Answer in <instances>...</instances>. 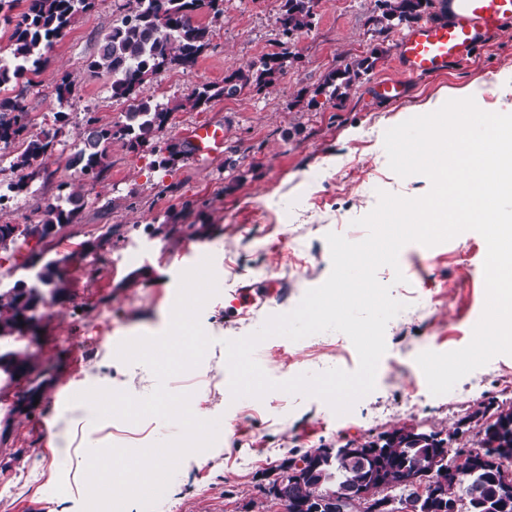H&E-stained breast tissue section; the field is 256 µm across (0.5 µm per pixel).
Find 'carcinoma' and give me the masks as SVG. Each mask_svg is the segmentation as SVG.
<instances>
[{
    "mask_svg": "<svg viewBox=\"0 0 512 512\" xmlns=\"http://www.w3.org/2000/svg\"><path fill=\"white\" fill-rule=\"evenodd\" d=\"M316 0H285L279 17L280 28L286 37L310 27L314 13L312 4ZM95 0H27L24 11L9 19L13 23L8 45L0 52L9 62L0 64V89L16 85L28 74H36L47 61V53L75 17L92 9ZM431 0H375L377 14L370 17L374 32L387 40L391 35L411 28L428 16ZM223 14V0H136L130 11L105 35L96 56L87 61L86 67L95 73L104 71L112 75V97L130 102V111L125 120L101 125L93 118L84 120L82 135L90 147L67 159L68 168H77L84 180L97 181L110 166L108 149L115 140L123 142L129 149L137 150L149 146L157 155V165L162 169L175 166L177 153L170 147H161L154 142L155 132L173 119L176 112L186 104L197 108L211 100L233 97L244 89L253 87L262 90L274 83L295 53L285 46L281 51L268 55L259 68L252 66L238 69L224 77V85H205L196 90L187 102L177 101L166 106L155 103L146 94V77L172 66H192L210 44L212 29L196 20L200 15L214 18ZM381 49L375 47L370 54L356 57L330 72L323 86L329 89L330 98H340L362 76L374 67ZM58 127L52 131H32V120L22 93L0 96V144H19L23 150L16 157L15 167L23 175L0 191V203L28 191L30 182L39 174L42 160L53 150L59 133L68 125L64 112L55 115ZM81 186L63 181L58 185L56 202L47 204L41 211L39 223L24 227L12 234L10 225L0 224V247L17 241L28 244L36 237L42 241L65 224L75 221L81 211ZM27 265H39L34 280L17 279L0 284V338L22 335V321L26 312L44 301V290L61 298L68 292L69 283L64 271L51 261L41 262V254L31 253ZM14 373L9 381L27 377L35 372L37 355L27 351H13ZM37 373V372H35ZM49 380L43 373L31 380V386L18 399L15 410L22 413L32 406V397L41 393ZM495 419L483 429L476 447L465 452L464 461L457 466L460 474L455 494L460 501L461 512H512V490L504 486L501 471L509 469L508 462L477 464L492 436L512 448V407L496 409ZM453 451L450 441L444 438L436 443H407L388 448L383 455L385 473L397 488L399 499H408L417 494L414 487L403 483L408 475L440 472L450 467L448 456ZM372 470V462L351 457L339 447L330 455L323 456L317 465L312 483L294 487L289 495L304 498L316 493L318 488L352 491Z\"/></svg>",
    "mask_w": 512,
    "mask_h": 512,
    "instance_id": "cac0c4a2",
    "label": "carcinoma"
}]
</instances>
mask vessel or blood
I'll list each match as a JSON object with an SVG mask.
<instances>
[{
	"label": "vessel or blood",
	"instance_id": "vessel-or-blood-1",
	"mask_svg": "<svg viewBox=\"0 0 512 512\" xmlns=\"http://www.w3.org/2000/svg\"><path fill=\"white\" fill-rule=\"evenodd\" d=\"M438 12V19L424 21L400 38L395 61L403 76L377 82V96L403 100L408 93L407 77L436 76L450 65L471 60L478 48L512 23V0H439ZM186 147L197 160L222 153L223 126H193L186 135Z\"/></svg>",
	"mask_w": 512,
	"mask_h": 512
}]
</instances>
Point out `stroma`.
Returning <instances> with one entry per match:
<instances>
[{"label": "stroma", "instance_id": "1", "mask_svg": "<svg viewBox=\"0 0 512 512\" xmlns=\"http://www.w3.org/2000/svg\"><path fill=\"white\" fill-rule=\"evenodd\" d=\"M134 5L95 0L33 75L26 104L36 127L51 126L58 112L68 113L70 123L28 193L0 210V224L37 223L59 182L74 180L66 160L86 113L104 124L123 120L128 103L113 98L111 74L89 72L86 61ZM281 8L282 0H224L223 15L211 24V44L197 63L153 74L148 94L161 105L186 101L202 85L223 84L234 70L260 65L285 40ZM374 8V0H320L311 27L290 40L295 61L273 85L247 88L201 108L185 106L155 135L157 142L179 146L194 124L219 123L222 154L205 162L185 156L166 171L154 166L150 150L132 152L113 142L111 165L98 181L86 183V204L76 221L45 241H30V248L52 259L95 241L107 225L121 227L111 244L94 250V262L68 266V297L53 301L39 333L26 338L40 369L53 378L38 404L29 414L14 413L27 384H0V512H82L86 445L139 449L179 435L177 424L156 417L134 424L116 418L97 422L88 405L61 406L54 397L90 388L149 395L157 384L154 374L120 360L117 347L165 332L180 274L207 258L217 292L203 306L200 323L212 343L193 383L172 377L166 387L191 394L207 419L219 420V436L212 448L181 460L153 512H283L268 489L294 450L362 444L404 426L452 437L455 447L466 450L486 425L475 410L512 406V392L502 389L512 380V355L495 356L476 369L479 389L470 390L472 377L466 376L440 396L430 393L416 363L422 352L466 346L482 316L487 246L474 231L432 247L406 244L397 268L379 269V281L406 307L386 327L374 390L349 412L339 416L320 398L281 390L259 399L231 396L225 340L247 336L268 317L292 311L308 289L328 278L327 233L363 240L366 231L356 221L376 206L378 190L424 195L427 177L402 178L390 170L386 130L423 114L426 103L457 98L473 84L481 91L483 111L512 113V24L468 63L451 65L439 77L413 79L405 101L373 99V83L398 75L394 42L382 41L369 22ZM377 46L384 52L373 70L342 101L319 94L330 71ZM66 74L73 85L61 99L56 88ZM398 271L405 277L399 284ZM91 334L104 337L108 349L79 347L81 337ZM255 358L275 381L358 367L353 343L338 331L298 341L272 336L257 347ZM32 472L39 475L33 485L26 479Z\"/></svg>", "mask_w": 512, "mask_h": 512}]
</instances>
